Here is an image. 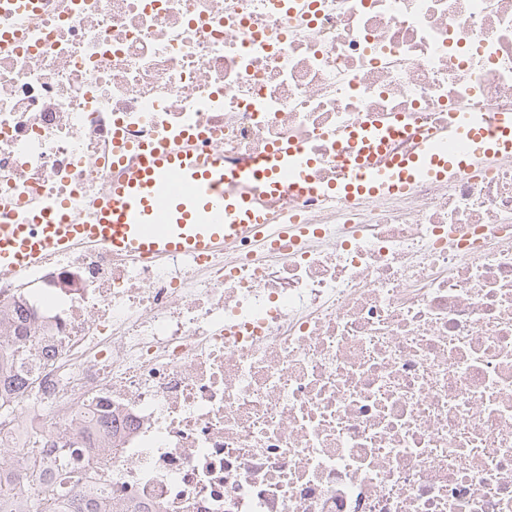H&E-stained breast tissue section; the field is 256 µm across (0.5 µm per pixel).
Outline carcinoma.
Here are the masks:
<instances>
[{
	"mask_svg": "<svg viewBox=\"0 0 512 512\" xmlns=\"http://www.w3.org/2000/svg\"><path fill=\"white\" fill-rule=\"evenodd\" d=\"M34 332L32 324L11 322L0 313V346L8 347L17 359L32 356ZM32 382L33 377L0 366V419L14 414L19 403L29 398ZM13 458L23 461V473L18 481L0 479V512H140L134 504L79 490L80 452L75 447L55 448L59 480L53 485L41 483L43 457L32 436H23L10 448L0 446V462Z\"/></svg>",
	"mask_w": 512,
	"mask_h": 512,
	"instance_id": "cac0c4a2",
	"label": "carcinoma"
}]
</instances>
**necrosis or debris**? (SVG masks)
I'll use <instances>...</instances> for the list:
<instances>
[{"instance_id":"4bbe7bcc","label":"necrosis or debris","mask_w":512,"mask_h":512,"mask_svg":"<svg viewBox=\"0 0 512 512\" xmlns=\"http://www.w3.org/2000/svg\"><path fill=\"white\" fill-rule=\"evenodd\" d=\"M512 112V0H12L0 6V224L89 223L138 143L242 163L288 140L344 179L346 129ZM252 192L293 237L0 274L36 327L40 412L81 488L146 512H512V154L402 196ZM111 451H103V444Z\"/></svg>"}]
</instances>
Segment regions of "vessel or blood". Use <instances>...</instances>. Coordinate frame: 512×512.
<instances>
[{"label":"vessel or blood","mask_w":512,"mask_h":512,"mask_svg":"<svg viewBox=\"0 0 512 512\" xmlns=\"http://www.w3.org/2000/svg\"><path fill=\"white\" fill-rule=\"evenodd\" d=\"M405 131L399 121L348 130L349 175L338 184L315 181L314 159L292 141L242 167L225 163L218 154L199 155L187 144L141 147L133 161L115 168L111 190L97 202L94 223H61L52 208L37 224H0V272H24L47 252L79 245L149 262L172 254L200 257L241 238L266 243L286 234L288 227L270 223L251 192L253 184H262L266 196L278 198L405 193L416 181H445L512 153V112L500 113L491 126L481 113L463 110L414 155L370 164L376 150Z\"/></svg>","instance_id":"obj_1"}]
</instances>
